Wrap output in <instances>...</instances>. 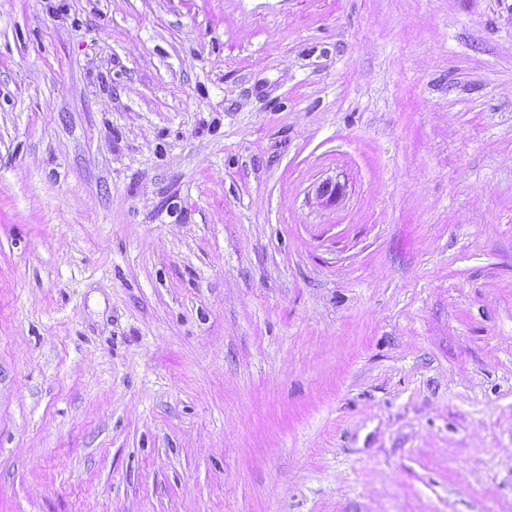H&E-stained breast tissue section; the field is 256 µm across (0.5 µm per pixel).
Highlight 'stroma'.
I'll list each match as a JSON object with an SVG mask.
<instances>
[{"mask_svg":"<svg viewBox=\"0 0 512 512\" xmlns=\"http://www.w3.org/2000/svg\"><path fill=\"white\" fill-rule=\"evenodd\" d=\"M0 512H512V0H0Z\"/></svg>","mask_w":512,"mask_h":512,"instance_id":"35a3bbf8","label":"stroma"}]
</instances>
